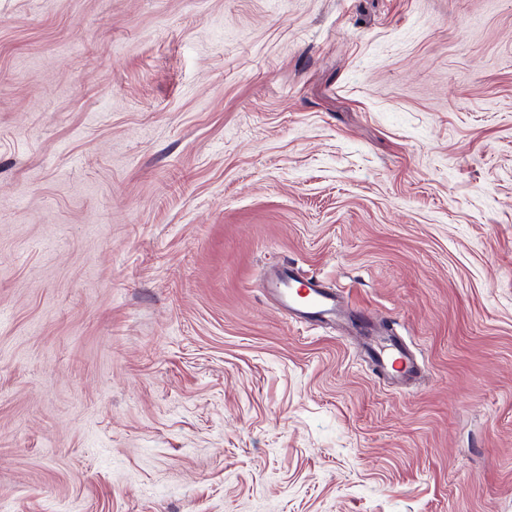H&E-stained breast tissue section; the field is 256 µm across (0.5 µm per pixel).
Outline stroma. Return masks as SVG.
Wrapping results in <instances>:
<instances>
[{
    "mask_svg": "<svg viewBox=\"0 0 512 512\" xmlns=\"http://www.w3.org/2000/svg\"><path fill=\"white\" fill-rule=\"evenodd\" d=\"M0 512H512V0H0ZM299 280L304 279L298 278L292 270L288 274L282 273L276 279L267 278L265 288L279 296L282 310L288 317L319 322L336 319L344 305L336 291L322 288L318 280L307 279L309 288L304 298L294 285ZM367 353L372 358L378 369L385 374H392L396 359L392 356L397 355L405 363L404 372L397 378H405L416 372V367L411 356L392 338L377 336L367 347Z\"/></svg>",
    "mask_w": 512,
    "mask_h": 512,
    "instance_id": "stroma-1",
    "label": "stroma"
}]
</instances>
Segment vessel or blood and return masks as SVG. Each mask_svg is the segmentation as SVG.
<instances>
[{
    "mask_svg": "<svg viewBox=\"0 0 512 512\" xmlns=\"http://www.w3.org/2000/svg\"><path fill=\"white\" fill-rule=\"evenodd\" d=\"M295 273L281 274L275 279H266L268 291L276 293L286 316L309 321L324 322L335 319L342 307V301L335 291L322 288L318 281L308 283L307 295H300L294 285ZM367 352L382 373H390L395 361L405 363V375L416 371L411 356L392 338L376 337L367 347Z\"/></svg>",
    "mask_w": 512,
    "mask_h": 512,
    "instance_id": "obj_1",
    "label": "vessel or blood"
}]
</instances>
